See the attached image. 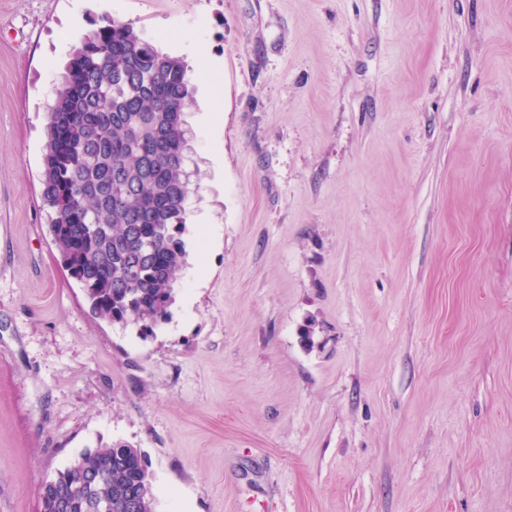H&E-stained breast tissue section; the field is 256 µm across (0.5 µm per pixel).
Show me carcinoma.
<instances>
[{"mask_svg": "<svg viewBox=\"0 0 512 512\" xmlns=\"http://www.w3.org/2000/svg\"><path fill=\"white\" fill-rule=\"evenodd\" d=\"M182 59L144 41L130 22L101 17L69 54L45 128L41 198L65 270L90 312L152 330L164 322L185 258L181 128L191 98ZM139 493L156 512L140 450L83 452L45 482L39 512H112Z\"/></svg>", "mask_w": 512, "mask_h": 512, "instance_id": "carcinoma-1", "label": "carcinoma"}]
</instances>
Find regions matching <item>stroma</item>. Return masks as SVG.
Masks as SVG:
<instances>
[{
	"mask_svg": "<svg viewBox=\"0 0 512 512\" xmlns=\"http://www.w3.org/2000/svg\"><path fill=\"white\" fill-rule=\"evenodd\" d=\"M105 15L193 88L147 337L91 314L40 198ZM119 441L156 512H512V0H0V512Z\"/></svg>",
	"mask_w": 512,
	"mask_h": 512,
	"instance_id": "obj_1",
	"label": "stroma"
}]
</instances>
